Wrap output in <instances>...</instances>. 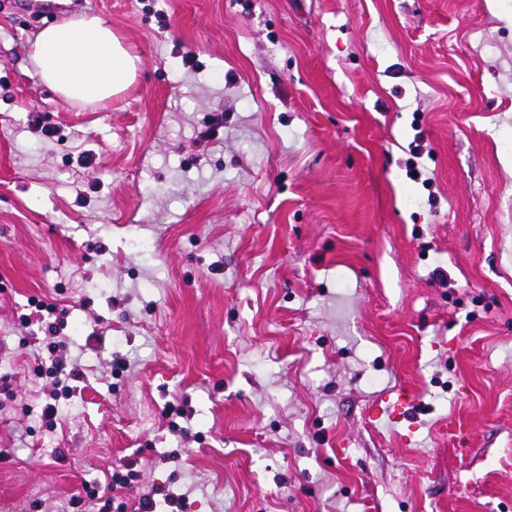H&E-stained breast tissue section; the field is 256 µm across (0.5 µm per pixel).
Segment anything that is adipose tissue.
<instances>
[{
    "mask_svg": "<svg viewBox=\"0 0 512 512\" xmlns=\"http://www.w3.org/2000/svg\"><path fill=\"white\" fill-rule=\"evenodd\" d=\"M35 73L66 100L106 106L136 79L140 65L111 26L95 15L64 17L29 44Z\"/></svg>",
    "mask_w": 512,
    "mask_h": 512,
    "instance_id": "ef3b65f1",
    "label": "adipose tissue"
}]
</instances>
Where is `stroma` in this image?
Returning <instances> with one entry per match:
<instances>
[{
	"instance_id": "1",
	"label": "stroma",
	"mask_w": 512,
	"mask_h": 512,
	"mask_svg": "<svg viewBox=\"0 0 512 512\" xmlns=\"http://www.w3.org/2000/svg\"><path fill=\"white\" fill-rule=\"evenodd\" d=\"M31 9L0 0V512L125 468L112 512H512V0H62L141 60L104 109L39 81ZM400 387L412 434L373 416ZM48 373L52 378V385L54 386L55 393L60 392L64 395H70L74 391V386L70 383L77 381L82 376L81 370L76 364H72L68 369L65 361L58 358L51 360V366Z\"/></svg>"
}]
</instances>
